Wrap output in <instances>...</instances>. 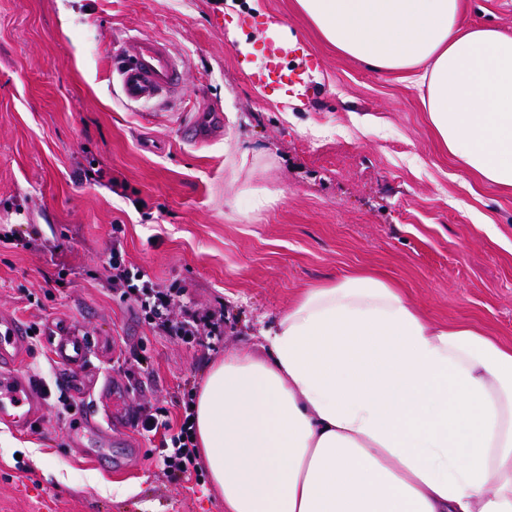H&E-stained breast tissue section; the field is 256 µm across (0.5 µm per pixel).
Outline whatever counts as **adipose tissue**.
I'll list each match as a JSON object with an SVG mask.
<instances>
[{"label":"adipose tissue","mask_w":512,"mask_h":512,"mask_svg":"<svg viewBox=\"0 0 512 512\" xmlns=\"http://www.w3.org/2000/svg\"><path fill=\"white\" fill-rule=\"evenodd\" d=\"M323 37L420 70L464 173L512 188V35L460 0H297ZM198 389L193 438L224 512H512V346L428 322L359 274L307 289Z\"/></svg>","instance_id":"1"}]
</instances>
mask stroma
I'll list each match as a JSON object with an SVG mask.
<instances>
[{"label":"stroma","instance_id":"35a3bbf8","mask_svg":"<svg viewBox=\"0 0 512 512\" xmlns=\"http://www.w3.org/2000/svg\"><path fill=\"white\" fill-rule=\"evenodd\" d=\"M462 8L512 35V0ZM233 22L254 54L229 40ZM272 23L288 53L270 72ZM143 36L169 46L182 83L135 103L112 52ZM421 95L325 42L296 0H0V318L39 326L17 369L51 390L35 432L0 420V512H224L208 479L169 481L159 438L135 426L108 472L73 442L84 409L64 410L55 328L92 336L99 413L131 415L139 380L174 424L210 362L356 271L429 321L512 344V190L457 169ZM190 121L201 145L181 136ZM116 224L127 262L223 311V337L162 335L99 287Z\"/></svg>","mask_w":512,"mask_h":512}]
</instances>
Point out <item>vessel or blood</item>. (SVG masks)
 I'll use <instances>...</instances> for the list:
<instances>
[{
    "mask_svg": "<svg viewBox=\"0 0 512 512\" xmlns=\"http://www.w3.org/2000/svg\"><path fill=\"white\" fill-rule=\"evenodd\" d=\"M113 66L125 98L133 102L160 98L179 86L177 60L165 43L153 37L139 38L134 53L115 57ZM26 340L27 331L20 323L0 320V419L21 429L32 428L45 407L40 389L14 370ZM52 348L70 382L87 364L92 342L89 336L73 329L53 340ZM125 442L123 424L113 419L108 426L96 427L90 445L98 450L100 460L108 461L113 448Z\"/></svg>",
    "mask_w": 512,
    "mask_h": 512,
    "instance_id": "vessel-or-blood-1",
    "label": "vessel or blood"
}]
</instances>
